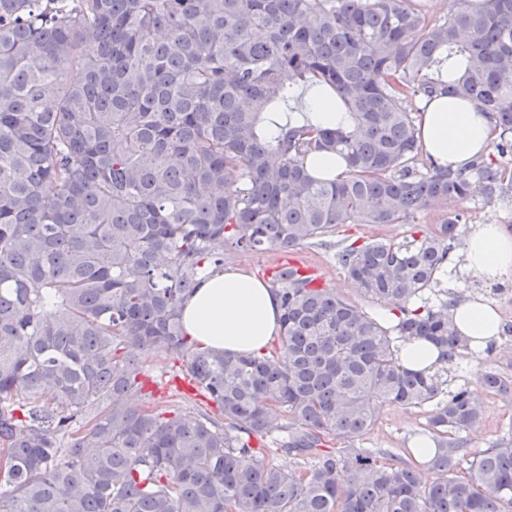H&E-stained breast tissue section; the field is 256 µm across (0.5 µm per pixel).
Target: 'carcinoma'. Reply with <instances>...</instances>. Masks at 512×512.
<instances>
[{
    "label": "carcinoma",
    "mask_w": 512,
    "mask_h": 512,
    "mask_svg": "<svg viewBox=\"0 0 512 512\" xmlns=\"http://www.w3.org/2000/svg\"><path fill=\"white\" fill-rule=\"evenodd\" d=\"M451 2L428 17L414 0H0V512H512V445L472 455L457 439L477 395L399 359L420 338L447 363L469 349L457 299L426 297L464 213L338 251L395 324L291 267L261 355L201 350L181 321L227 250L288 252L342 224L512 196V0ZM295 90L351 126L292 115ZM444 96L491 120L460 169L420 138ZM321 153L345 173L313 177ZM160 354L220 418L152 399L144 358ZM482 385L512 395L496 371ZM431 403L430 480L342 447L385 405ZM274 413L279 450L312 465L252 446Z\"/></svg>",
    "instance_id": "cac0c4a2"
}]
</instances>
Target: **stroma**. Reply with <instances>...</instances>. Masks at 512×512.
I'll use <instances>...</instances> for the list:
<instances>
[{
    "label": "stroma",
    "instance_id": "35a3bbf8",
    "mask_svg": "<svg viewBox=\"0 0 512 512\" xmlns=\"http://www.w3.org/2000/svg\"><path fill=\"white\" fill-rule=\"evenodd\" d=\"M464 211L468 217L461 231L470 235L476 225L492 218L504 224L512 231V201L484 204L481 200H469L461 205H436L430 207L422 221L426 224L438 223L456 211ZM374 233L373 227L364 224H349L338 228L336 233L327 235L315 243L289 253L264 252L243 253L228 251L224 254L225 266L240 267L251 272L262 281H270L271 269L295 260L311 267L325 286L334 288L336 293L348 301L362 306L373 316H380L385 310L383 302L364 298L356 287L351 286L348 277L337 262L336 254L343 244L359 237H369ZM441 291H448L458 296L480 293L494 302L499 309L503 323L512 325V281L504 283L502 288H495L493 283L463 272L461 268L449 271L448 278L439 282ZM146 365L155 377L152 389L156 396L167 400H179L182 414L190 419L203 414H213L215 406L206 399L197 397L180 400L179 395L188 391L189 386L182 378L177 359L159 361L150 357ZM496 367L512 376V332L501 333L493 343L491 354H463L448 366L449 386L467 385L476 389L481 385L480 374L488 368ZM481 400V420L474 428L463 432L462 439L470 453L476 454L501 442L512 443V401L483 393ZM426 420L425 410L405 408L399 405L383 406L380 418L367 433L350 440L353 448H380L402 460H410L409 450L414 439L422 437Z\"/></svg>",
    "mask_w": 512,
    "mask_h": 512
}]
</instances>
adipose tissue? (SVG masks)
<instances>
[{
	"label": "adipose tissue",
	"instance_id": "ef3b65f1",
	"mask_svg": "<svg viewBox=\"0 0 512 512\" xmlns=\"http://www.w3.org/2000/svg\"><path fill=\"white\" fill-rule=\"evenodd\" d=\"M489 117L468 102L445 97L426 107L422 143L441 165L463 166L489 141ZM464 266L490 280L512 278V232L496 220L476 225L465 248ZM472 351L485 349L500 334L501 318L480 296L461 299L449 311ZM185 333L199 348L231 353L266 352L280 331L281 308L276 292L254 275L238 269L208 271L182 308Z\"/></svg>",
	"mask_w": 512,
	"mask_h": 512
}]
</instances>
